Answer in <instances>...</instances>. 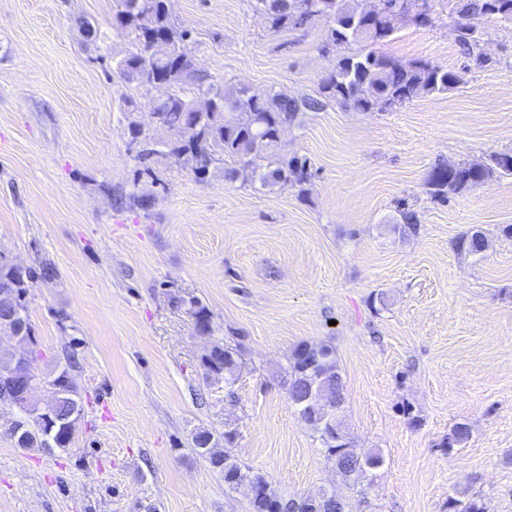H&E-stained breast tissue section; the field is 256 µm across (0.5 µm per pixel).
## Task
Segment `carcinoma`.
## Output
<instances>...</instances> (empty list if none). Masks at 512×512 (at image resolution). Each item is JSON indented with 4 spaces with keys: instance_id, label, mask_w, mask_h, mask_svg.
I'll list each match as a JSON object with an SVG mask.
<instances>
[{
    "instance_id": "obj_1",
    "label": "carcinoma",
    "mask_w": 512,
    "mask_h": 512,
    "mask_svg": "<svg viewBox=\"0 0 512 512\" xmlns=\"http://www.w3.org/2000/svg\"><path fill=\"white\" fill-rule=\"evenodd\" d=\"M431 0H255V7L266 15L270 28L298 30L310 22L309 13L318 5L322 16L332 22L328 40L332 45L358 43L360 52L341 56L322 80L320 96L297 98L282 91L226 89L211 76L195 68L189 29L177 26L170 18L165 0H119L114 20L130 29L136 51L117 63L122 80L129 86L159 85L166 89L163 103L155 113L156 123L170 131L173 138L163 143L165 153L191 165L204 175L219 154L246 158L275 146L282 131L303 112H318L326 103L368 112L383 103L397 106L434 93L446 92L464 82L462 73L423 61H403L379 51V46L396 32V21L405 19L418 27L431 25ZM462 54L475 66L487 62L482 52L486 24H512V0H448ZM235 112L228 120L225 113ZM512 175V153H495L486 160L449 166L438 164L428 175L434 194L443 197L477 185L496 175ZM313 178L309 161L294 156L258 173L262 187L298 186L307 193ZM403 220L400 231L415 234L419 230L416 214L406 201L398 202ZM487 241L480 230L471 229L455 243L460 252L479 253ZM46 278L55 275L52 264L42 263ZM35 269L0 263V313L27 308V285L37 274ZM36 342L20 340L12 349L0 350V389L11 384L13 373L22 361L34 363ZM239 371L237 353L218 349L205 362V377L224 374V381H236ZM55 379L64 384L54 406L56 428L49 429L36 405L20 404L24 413L25 436L13 426L8 432L20 448L64 450L72 442L81 419L82 404L68 373ZM312 387V398L303 405L301 418L316 433L326 448L336 475L346 484H363L370 473L384 463L378 451L357 453L346 439L339 411L345 401V388L331 349L326 345L298 346L291 358L285 380L288 393ZM453 444L463 448L471 437L465 422L455 423L448 431ZM214 434L202 429L193 436L195 448L208 457L211 466L224 475L232 488L244 487L250 495L252 512H266L264 506H276V512H348V504L329 492L302 498H288L275 491L264 474L239 463L228 451L210 452L208 442Z\"/></svg>"
}]
</instances>
